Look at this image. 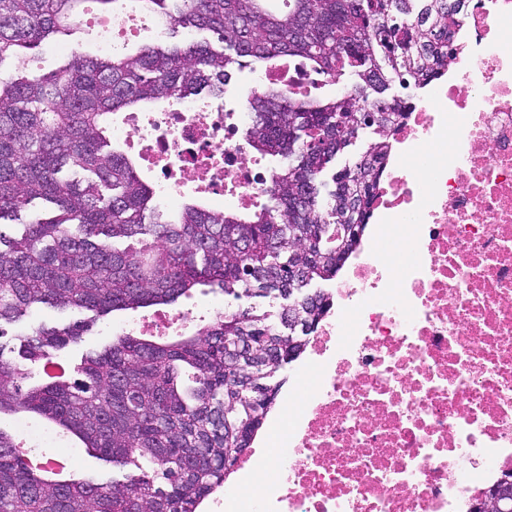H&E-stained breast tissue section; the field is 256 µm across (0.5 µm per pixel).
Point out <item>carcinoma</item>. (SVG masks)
Wrapping results in <instances>:
<instances>
[{
  "label": "carcinoma",
  "instance_id": "carcinoma-1",
  "mask_svg": "<svg viewBox=\"0 0 512 512\" xmlns=\"http://www.w3.org/2000/svg\"><path fill=\"white\" fill-rule=\"evenodd\" d=\"M86 2L0 0V221L41 206L21 233L0 230V324L42 305L93 313L18 333L16 357L0 349V414L50 420L120 475L60 479L0 429V512H196L274 407L275 396L260 403L256 394L271 383L279 393L274 378L311 333L290 329L286 312L238 308L171 341L117 335L60 374L50 372L55 352L112 312L173 305L199 286L287 302L290 261L311 281L335 278L370 219L386 128L405 116L406 101L383 93L452 65L448 21L463 3L288 0L277 13L268 0H95L102 16L140 7L174 33L209 30L224 51L156 40L32 71L29 51L73 30ZM283 57L357 80L345 95L272 85L248 99L252 148L285 160L264 191L269 204L237 214L190 203L174 219L151 204L135 161L112 147L110 116L143 101L222 95L233 67ZM369 110L367 150L326 190L324 174ZM131 238L142 248L118 247ZM34 367L42 381L29 385Z\"/></svg>",
  "mask_w": 512,
  "mask_h": 512
}]
</instances>
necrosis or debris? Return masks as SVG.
<instances>
[{"label": "necrosis or debris", "mask_w": 512, "mask_h": 512, "mask_svg": "<svg viewBox=\"0 0 512 512\" xmlns=\"http://www.w3.org/2000/svg\"><path fill=\"white\" fill-rule=\"evenodd\" d=\"M451 68L417 86L252 483L204 512H468L512 469V0H467ZM323 87L301 64L254 88ZM247 111L185 97L112 121L170 208L191 193L249 209L268 174Z\"/></svg>", "instance_id": "4bbe7bcc"}]
</instances>
